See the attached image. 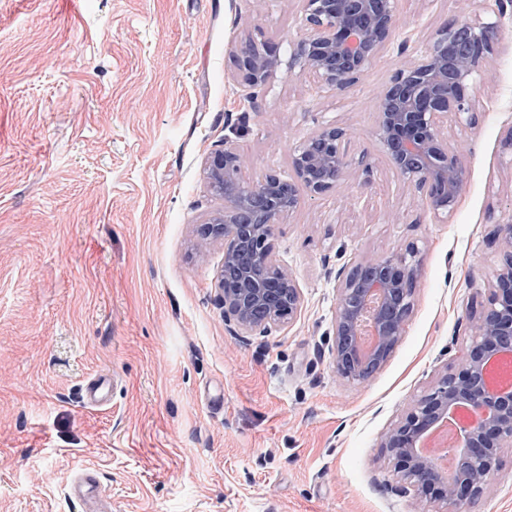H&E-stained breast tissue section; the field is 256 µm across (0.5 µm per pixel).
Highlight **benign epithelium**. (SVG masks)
<instances>
[{
	"instance_id": "benign-epithelium-1",
	"label": "benign epithelium",
	"mask_w": 512,
	"mask_h": 512,
	"mask_svg": "<svg viewBox=\"0 0 512 512\" xmlns=\"http://www.w3.org/2000/svg\"><path fill=\"white\" fill-rule=\"evenodd\" d=\"M300 34L288 69L317 79V88L351 87L373 57L393 43L398 29L397 0H303ZM501 20L458 21L441 28L424 48L408 37L397 45L400 68L373 102L375 137L385 160L411 185L425 209L436 219L454 211L468 174L460 152L448 143V120L470 115L472 82L484 72L488 54L498 42ZM277 51L251 43L238 56L242 98L256 110L261 92L277 74ZM347 130L322 126L294 148L295 179L266 174L252 182L241 179L244 157L235 140L224 136V147L211 154L205 172L211 188L224 196V210L198 227L211 240H224V265L237 266L233 279L219 277L224 323L238 336H267L290 322L303 298L293 274L277 263L270 250L276 224L298 204V186L324 194L351 176L346 150ZM262 213L243 223L238 215L256 201ZM505 260L495 284L481 301L471 325L472 347L456 373L439 376L430 391L412 405L404 418L380 437L392 463V478L413 494L427 512L431 489L442 504L480 496L496 478L501 453L512 447V389L491 390L485 375L493 356L512 350V219L497 224ZM422 259L413 245L383 257H365L337 273V303L333 326L334 369L352 383L368 381L387 361L404 333L414 307V292ZM266 309L262 319L254 312ZM368 317L378 343L366 357L357 348L360 321ZM459 407L482 414L472 428L462 430L460 465L448 479L419 448L435 425Z\"/></svg>"
}]
</instances>
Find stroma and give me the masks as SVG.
Wrapping results in <instances>:
<instances>
[{
	"label": "stroma",
	"mask_w": 512,
	"mask_h": 512,
	"mask_svg": "<svg viewBox=\"0 0 512 512\" xmlns=\"http://www.w3.org/2000/svg\"><path fill=\"white\" fill-rule=\"evenodd\" d=\"M428 45L458 19L503 22L472 100L449 121L468 184L434 219L387 164L374 97L399 68L381 50L344 92L283 64L249 111L236 57L299 36L302 0H0V512H79L96 470L112 512H420L391 489L381 432L458 370L512 218V5L398 0ZM247 114L242 175L294 176L290 154L329 124L372 186L301 191L272 240L303 306L265 337L224 324V243L196 227L223 209L203 177L228 115ZM415 245L405 332L367 382L332 365L337 271ZM100 370L112 399L82 398ZM457 512H512V449ZM69 490L80 512H111L112 496L96 472H81L73 479Z\"/></svg>",
	"instance_id": "35a3bbf8"
}]
</instances>
